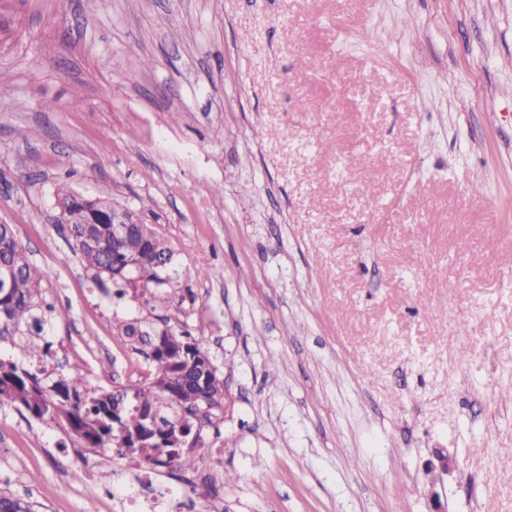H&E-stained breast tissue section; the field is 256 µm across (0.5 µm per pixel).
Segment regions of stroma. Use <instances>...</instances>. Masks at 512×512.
<instances>
[{"mask_svg":"<svg viewBox=\"0 0 512 512\" xmlns=\"http://www.w3.org/2000/svg\"><path fill=\"white\" fill-rule=\"evenodd\" d=\"M60 183L152 224L174 287L96 285ZM0 222L104 389L150 370L113 318L178 303L231 393L202 512H512V0H0ZM129 471L0 409L37 512H115Z\"/></svg>","mask_w":512,"mask_h":512,"instance_id":"1","label":"stroma"}]
</instances>
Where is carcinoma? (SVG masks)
Masks as SVG:
<instances>
[{"label": "carcinoma", "instance_id": "carcinoma-1", "mask_svg": "<svg viewBox=\"0 0 512 512\" xmlns=\"http://www.w3.org/2000/svg\"><path fill=\"white\" fill-rule=\"evenodd\" d=\"M55 202L62 208L57 220L68 224L78 260L92 273L94 282L104 276L112 282L113 296L123 297L131 285L158 288L169 284L164 278L166 269L150 261L137 268L134 279H128L126 258L146 250L167 256L171 252L137 214L133 232L122 239L112 237V225L92 223L100 208L111 203L108 191H101L95 200L79 202L76 193L62 184ZM1 266L12 269L13 277L0 285V345H9L13 355L0 358V408L25 412L48 429L72 434L85 448L113 445L138 467L172 461L179 469H192L195 458L185 452L182 440L202 425L180 411L207 403L213 409L207 423L224 416V378L209 350L189 332L171 326L176 319L173 314L161 319L162 346L156 347L153 370L130 391H106L82 380L77 371L53 378L47 368L54 357L53 343L41 333L46 312L57 319L66 314L43 304L46 273L33 263L10 224H0ZM115 329L136 351L152 342L149 337L133 335L131 320L117 322ZM0 512L33 509L29 501L0 492Z\"/></svg>", "mask_w": 512, "mask_h": 512}]
</instances>
